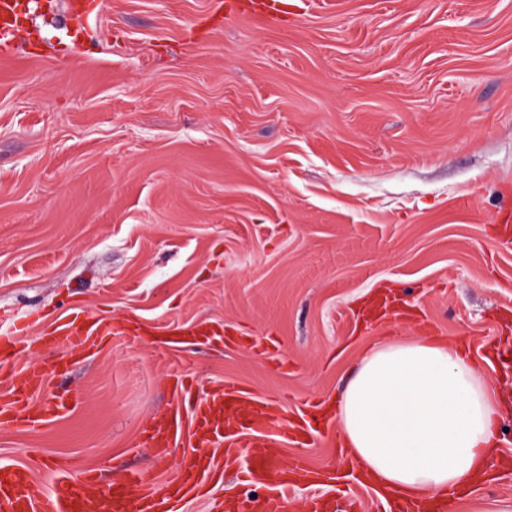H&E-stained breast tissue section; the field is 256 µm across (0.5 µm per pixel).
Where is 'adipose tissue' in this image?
Returning a JSON list of instances; mask_svg holds the SVG:
<instances>
[{"label":"adipose tissue","mask_w":512,"mask_h":512,"mask_svg":"<svg viewBox=\"0 0 512 512\" xmlns=\"http://www.w3.org/2000/svg\"><path fill=\"white\" fill-rule=\"evenodd\" d=\"M504 413L473 358L438 337L370 346L337 404L366 477L408 498L487 480Z\"/></svg>","instance_id":"adipose-tissue-1"}]
</instances>
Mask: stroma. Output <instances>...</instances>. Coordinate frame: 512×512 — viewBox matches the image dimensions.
Returning a JSON list of instances; mask_svg holds the SVG:
<instances>
[{
  "label": "stroma",
  "mask_w": 512,
  "mask_h": 512,
  "mask_svg": "<svg viewBox=\"0 0 512 512\" xmlns=\"http://www.w3.org/2000/svg\"><path fill=\"white\" fill-rule=\"evenodd\" d=\"M52 0L0 57V405L26 368L34 403L83 395L34 432L0 428V463L38 457L103 483L139 469L163 495L189 461L143 439L174 388L244 386L277 416L333 406L380 340L431 334L478 361L512 344V0H288L269 21L217 0ZM117 334L44 343L74 310ZM219 334L199 342L192 328ZM182 329L154 347L150 332ZM240 336H269L278 362ZM494 476L454 512H512V418ZM325 474L352 461L337 426L282 447ZM218 462L184 512L268 491Z\"/></svg>",
  "instance_id": "stroma-1"
}]
</instances>
